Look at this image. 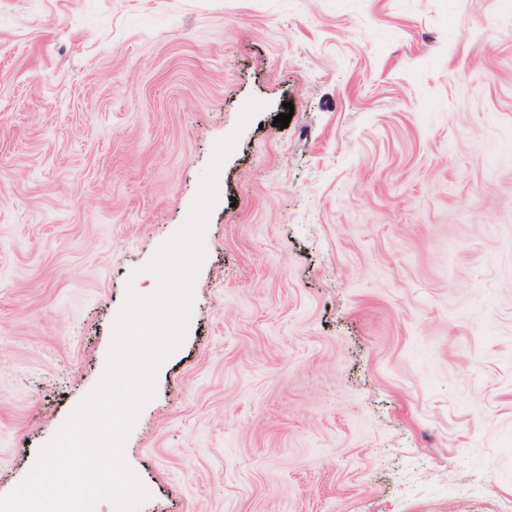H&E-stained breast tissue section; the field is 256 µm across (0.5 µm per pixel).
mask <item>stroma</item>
<instances>
[{"label":"stroma","instance_id":"1","mask_svg":"<svg viewBox=\"0 0 512 512\" xmlns=\"http://www.w3.org/2000/svg\"><path fill=\"white\" fill-rule=\"evenodd\" d=\"M234 132L141 512H499L512 0H0V496Z\"/></svg>","mask_w":512,"mask_h":512}]
</instances>
